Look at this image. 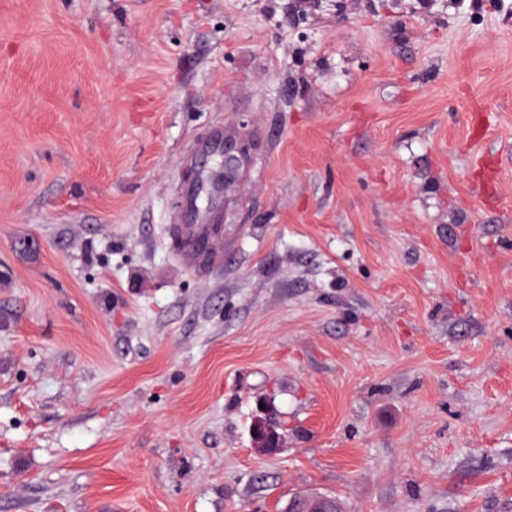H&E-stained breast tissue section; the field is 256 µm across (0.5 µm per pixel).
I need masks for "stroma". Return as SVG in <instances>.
Listing matches in <instances>:
<instances>
[{
    "label": "stroma",
    "instance_id": "35a3bbf8",
    "mask_svg": "<svg viewBox=\"0 0 512 512\" xmlns=\"http://www.w3.org/2000/svg\"><path fill=\"white\" fill-rule=\"evenodd\" d=\"M300 494L512 512V0H0V512ZM252 151V144L242 140L237 142H225L224 139V190L225 186L231 185L236 174L249 158ZM252 426V439L254 449L263 455L271 454L281 449L283 433L279 432L274 412L271 408L264 409Z\"/></svg>",
    "mask_w": 512,
    "mask_h": 512
}]
</instances>
